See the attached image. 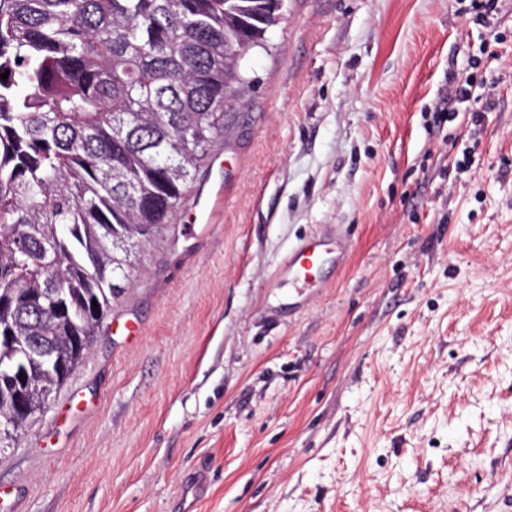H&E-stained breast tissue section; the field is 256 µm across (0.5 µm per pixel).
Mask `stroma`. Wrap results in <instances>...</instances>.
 Returning <instances> with one entry per match:
<instances>
[{"label": "stroma", "instance_id": "stroma-1", "mask_svg": "<svg viewBox=\"0 0 512 512\" xmlns=\"http://www.w3.org/2000/svg\"><path fill=\"white\" fill-rule=\"evenodd\" d=\"M267 38L0 512H512V0H285ZM331 242L334 245L332 253H336V264L342 262L346 252V244L336 237L333 242L327 238H314L303 242L295 253L288 259V263L281 269V274L288 276L290 281H309L318 267L322 264V260L331 254L326 248Z\"/></svg>", "mask_w": 512, "mask_h": 512}]
</instances>
